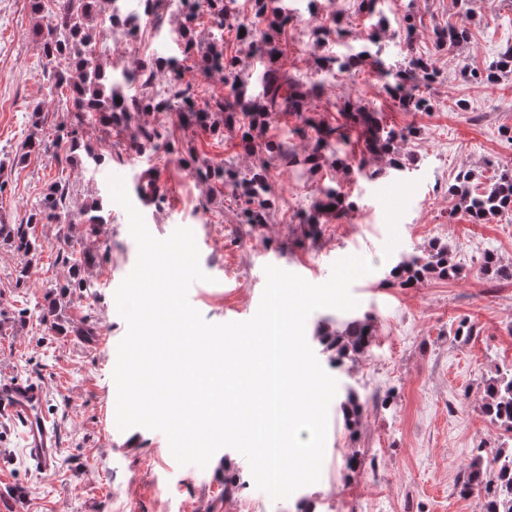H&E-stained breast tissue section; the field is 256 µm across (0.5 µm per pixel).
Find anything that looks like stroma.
Returning <instances> with one entry per match:
<instances>
[{"label": "stroma", "mask_w": 512, "mask_h": 512, "mask_svg": "<svg viewBox=\"0 0 512 512\" xmlns=\"http://www.w3.org/2000/svg\"><path fill=\"white\" fill-rule=\"evenodd\" d=\"M288 4L293 18L279 36L278 65L306 85L318 79V58L352 53L371 30L386 63L400 64L401 21L405 14L415 16V50L430 56L436 68L434 82L424 90L430 110L400 111L381 93L377 68L367 64L356 66L354 75L337 74L312 101L316 117L330 123L338 117L339 98L351 95L369 103L384 124L408 131L399 145L408 169L384 172L374 159L370 165L379 174L373 179L341 162L300 177L271 160L265 148L247 154L238 132L218 136L174 123L168 127L170 150L140 155L131 150L125 129H102L90 117L79 131L102 156L100 165L70 164L53 150L20 161L33 106L42 104L50 115L56 105L45 97L49 72L28 0H0V223H21L48 185L61 178L73 185L77 204L100 196L109 212L97 233L75 226L74 244L98 240L108 244L109 254L93 269L91 288L74 293L60 334L42 320L46 295L67 275L57 259L58 225H36L43 250L25 283L16 280L23 257L0 246V374L44 381L46 411L63 440L48 477L28 462L20 428L0 422V512H296L301 498L314 512H485L483 498L461 495L459 481L480 450L512 441L481 412L485 380L512 366V279L492 280L479 270L489 249L512 264V217L473 223L458 211L449 188L461 172H473L486 186L512 169V143L501 134L512 128V75L492 85L466 77L512 42V0H470L472 40L459 50L436 42L437 32L458 20L452 0H384L386 24L376 30L359 12V0ZM333 11L341 15L348 37L337 38L335 24L327 20ZM140 22L154 28V40L100 41L96 51L103 62L121 69L163 62L165 82L189 89L200 103L229 93L230 72L203 70L198 53H184L175 38L179 15L161 7ZM318 25L328 32L317 45L310 30ZM459 100L467 111L457 110ZM191 155L241 172L266 167L273 199L269 222L243 223L241 199L194 178L185 165ZM152 164L166 172L169 192L150 215L148 229L160 239L178 227L194 232L200 266L210 280L194 283L189 301L208 322L252 318L268 265L313 284L326 282L333 263L347 256L375 267L352 284L358 302L353 311L320 309L307 319V341L336 378L338 391L329 406L320 479L288 499L259 497L249 463L236 450L221 449L206 468L190 473L157 443L155 431L136 427L111 435L105 412L113 395L111 348L127 331L114 293L135 265L137 245L125 210L109 200L108 179ZM332 181L354 208L346 220L323 224L317 239L306 238L303 221L319 188ZM433 242L448 246L462 268L461 279L431 278L409 288L390 279L402 257ZM366 314L374 328L371 351L343 368L330 366L320 332L336 331ZM462 323L472 325V336L457 335ZM88 326L95 332L90 341L80 334ZM349 386L365 403L353 430L342 407ZM352 455L362 463L355 473L345 466Z\"/></svg>", "instance_id": "stroma-1"}]
</instances>
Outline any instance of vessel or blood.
<instances>
[{"label":"vessel or blood","instance_id":"vessel-or-blood-1","mask_svg":"<svg viewBox=\"0 0 512 512\" xmlns=\"http://www.w3.org/2000/svg\"><path fill=\"white\" fill-rule=\"evenodd\" d=\"M134 201L143 208L157 202L167 178L162 169L136 172L131 178ZM47 388L43 381L0 376V421L21 429L27 459L42 473H50L59 457L60 433L45 413Z\"/></svg>","mask_w":512,"mask_h":512}]
</instances>
